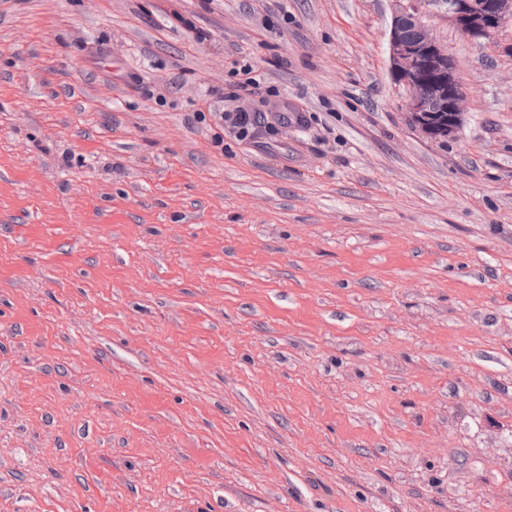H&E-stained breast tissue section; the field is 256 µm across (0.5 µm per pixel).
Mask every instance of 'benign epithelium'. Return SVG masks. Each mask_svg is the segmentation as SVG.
Here are the masks:
<instances>
[{
    "instance_id": "7a95c632",
    "label": "benign epithelium",
    "mask_w": 512,
    "mask_h": 512,
    "mask_svg": "<svg viewBox=\"0 0 512 512\" xmlns=\"http://www.w3.org/2000/svg\"><path fill=\"white\" fill-rule=\"evenodd\" d=\"M388 34L389 69L403 88V112L423 137L443 141L456 136L469 98L455 62L434 35L427 8H440L456 30L475 45L498 47V36L512 26V0H394ZM502 47V46H500ZM512 54V43L502 47Z\"/></svg>"
}]
</instances>
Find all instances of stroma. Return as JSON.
Masks as SVG:
<instances>
[{"label":"stroma","mask_w":512,"mask_h":512,"mask_svg":"<svg viewBox=\"0 0 512 512\" xmlns=\"http://www.w3.org/2000/svg\"><path fill=\"white\" fill-rule=\"evenodd\" d=\"M393 9L0 0V512H512V55L428 140Z\"/></svg>","instance_id":"35a3bbf8"}]
</instances>
